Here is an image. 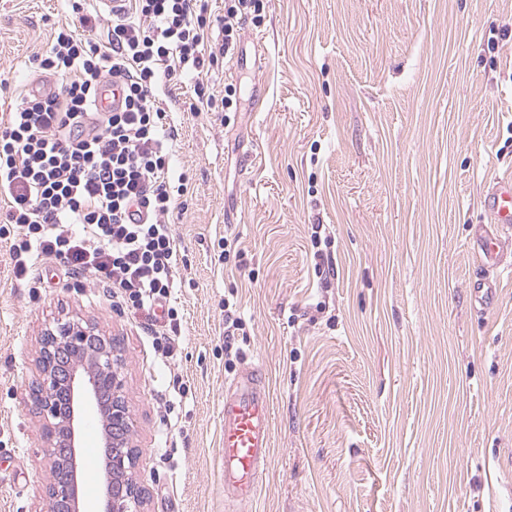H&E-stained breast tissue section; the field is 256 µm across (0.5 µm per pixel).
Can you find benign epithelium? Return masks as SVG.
<instances>
[{"label":"benign epithelium","instance_id":"7a95c632","mask_svg":"<svg viewBox=\"0 0 512 512\" xmlns=\"http://www.w3.org/2000/svg\"><path fill=\"white\" fill-rule=\"evenodd\" d=\"M125 357L114 338L76 314L63 312L39 337L38 377L30 397L43 417L42 443L51 479L48 512H79L76 448L78 399L92 396L105 421L106 490L102 512H144L146 493L136 478L138 452L123 376Z\"/></svg>","mask_w":512,"mask_h":512}]
</instances>
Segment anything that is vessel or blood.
I'll return each instance as SVG.
<instances>
[{
    "label": "vessel or blood",
    "mask_w": 512,
    "mask_h": 512,
    "mask_svg": "<svg viewBox=\"0 0 512 512\" xmlns=\"http://www.w3.org/2000/svg\"><path fill=\"white\" fill-rule=\"evenodd\" d=\"M484 204L496 233L481 236L478 251L485 264H497L512 247V172L495 177ZM270 396L252 370L240 372L224 395V497L240 505L255 498L269 455Z\"/></svg>",
    "instance_id": "b4317fda"
}]
</instances>
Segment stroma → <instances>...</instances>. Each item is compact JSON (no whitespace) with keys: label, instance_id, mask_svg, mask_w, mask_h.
I'll list each match as a JSON object with an SVG mask.
<instances>
[{"label":"stroma","instance_id":"1","mask_svg":"<svg viewBox=\"0 0 512 512\" xmlns=\"http://www.w3.org/2000/svg\"><path fill=\"white\" fill-rule=\"evenodd\" d=\"M262 3L202 76L235 112L195 110L191 79L156 96L189 178L171 357L105 289L30 296L0 239V512H46L29 390L63 310L121 342L147 512H225L224 391L250 365L271 407L249 512H512V251L486 270L474 247L512 171V0ZM83 7L0 0V121L56 29L88 15L106 41L111 15Z\"/></svg>","mask_w":512,"mask_h":512}]
</instances>
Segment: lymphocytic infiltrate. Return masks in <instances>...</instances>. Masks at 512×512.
Masks as SVG:
<instances>
[{
    "label": "lymphocytic infiltrate",
    "instance_id": "1",
    "mask_svg": "<svg viewBox=\"0 0 512 512\" xmlns=\"http://www.w3.org/2000/svg\"><path fill=\"white\" fill-rule=\"evenodd\" d=\"M125 0L112 14L108 42L59 27L38 68L60 91L20 94L0 125V194L7 196L13 272L31 294L47 266L86 288L104 287L118 305L143 313L155 342L173 346L178 313L168 301L178 250L166 219L173 210L164 82L202 72L234 49L260 0ZM112 84L121 106L98 111Z\"/></svg>",
    "mask_w": 512,
    "mask_h": 512
}]
</instances>
